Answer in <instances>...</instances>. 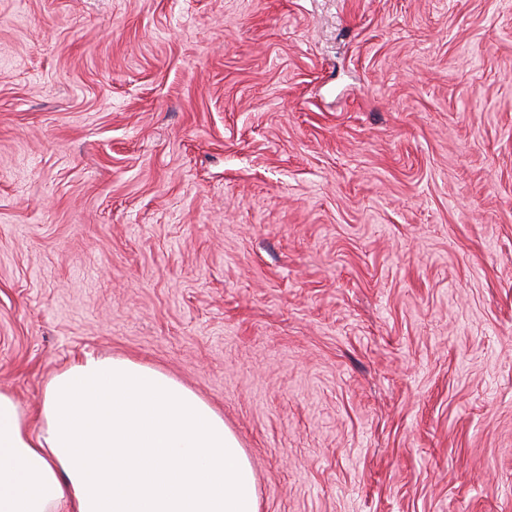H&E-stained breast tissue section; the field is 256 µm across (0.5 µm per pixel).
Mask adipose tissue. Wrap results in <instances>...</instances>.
I'll list each match as a JSON object with an SVG mask.
<instances>
[{
    "instance_id": "ef3b65f1",
    "label": "adipose tissue",
    "mask_w": 512,
    "mask_h": 512,
    "mask_svg": "<svg viewBox=\"0 0 512 512\" xmlns=\"http://www.w3.org/2000/svg\"><path fill=\"white\" fill-rule=\"evenodd\" d=\"M0 512H258L223 418L152 367L88 357L47 382L37 421L0 391Z\"/></svg>"
}]
</instances>
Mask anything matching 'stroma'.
Here are the masks:
<instances>
[{"mask_svg": "<svg viewBox=\"0 0 512 512\" xmlns=\"http://www.w3.org/2000/svg\"><path fill=\"white\" fill-rule=\"evenodd\" d=\"M89 355L258 512H512V0H0V390Z\"/></svg>", "mask_w": 512, "mask_h": 512, "instance_id": "obj_1", "label": "stroma"}]
</instances>
